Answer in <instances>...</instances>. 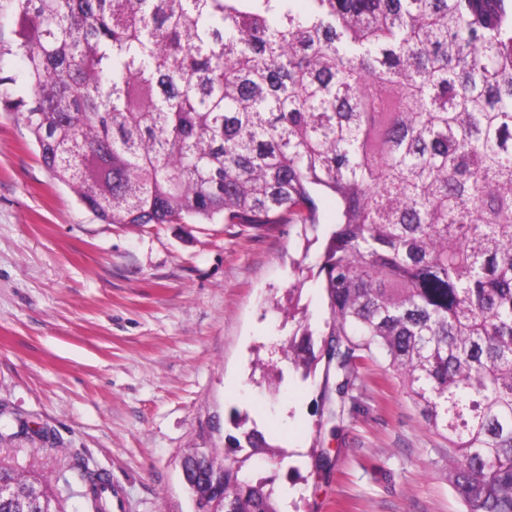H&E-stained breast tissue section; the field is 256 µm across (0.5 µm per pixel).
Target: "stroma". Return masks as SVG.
<instances>
[{
	"instance_id": "stroma-1",
	"label": "stroma",
	"mask_w": 512,
	"mask_h": 512,
	"mask_svg": "<svg viewBox=\"0 0 512 512\" xmlns=\"http://www.w3.org/2000/svg\"><path fill=\"white\" fill-rule=\"evenodd\" d=\"M321 252L294 224L102 223L0 112V424L54 438L0 441V457L48 479L60 512H84L85 468L111 475L121 512H192L180 463L227 447L239 414L279 448L280 465H251L282 512H465L383 360L333 422L324 366L305 379L284 359L296 320L324 330L320 281L298 277Z\"/></svg>"
}]
</instances>
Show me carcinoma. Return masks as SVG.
<instances>
[{
	"instance_id": "carcinoma-1",
	"label": "carcinoma",
	"mask_w": 512,
	"mask_h": 512,
	"mask_svg": "<svg viewBox=\"0 0 512 512\" xmlns=\"http://www.w3.org/2000/svg\"><path fill=\"white\" fill-rule=\"evenodd\" d=\"M0 0L18 76H0L49 176L106 224H299L336 204L319 265L318 362L345 398L382 358L448 442L466 512H512V0ZM183 458L219 512H280L252 457ZM224 461L215 485L209 463ZM85 512H112L86 470ZM0 512H57L0 461Z\"/></svg>"
}]
</instances>
